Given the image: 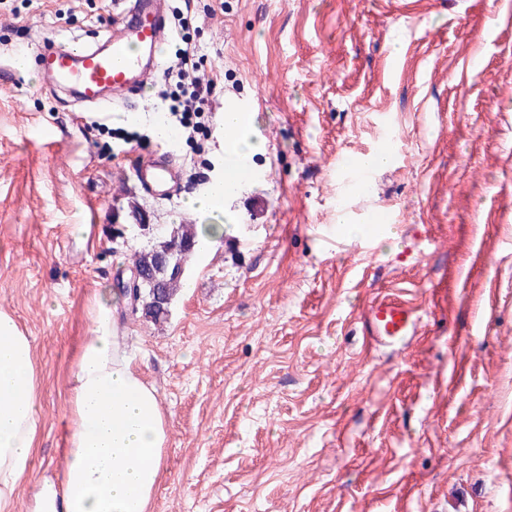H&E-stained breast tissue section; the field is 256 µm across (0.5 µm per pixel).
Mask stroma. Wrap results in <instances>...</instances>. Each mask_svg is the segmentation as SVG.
Here are the masks:
<instances>
[{
  "mask_svg": "<svg viewBox=\"0 0 512 512\" xmlns=\"http://www.w3.org/2000/svg\"><path fill=\"white\" fill-rule=\"evenodd\" d=\"M170 6L190 8L215 82L199 149L153 138L160 79L148 111L105 119L14 68L43 42H98L123 0H0V309L32 340L45 422L16 512L65 464L89 298L153 243L134 205L166 234L234 227L188 260L165 320L120 315L169 422L150 512H512V0ZM228 100L264 148L202 217L184 201L224 168ZM387 137L393 160L354 186L349 161ZM166 148L179 176L161 200L132 170ZM384 291L420 321L376 350Z\"/></svg>",
  "mask_w": 512,
  "mask_h": 512,
  "instance_id": "stroma-1",
  "label": "stroma"
}]
</instances>
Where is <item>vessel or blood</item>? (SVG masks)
I'll list each match as a JSON object with an SVG mask.
<instances>
[{
  "instance_id": "b4317fda",
  "label": "vessel or blood",
  "mask_w": 512,
  "mask_h": 512,
  "mask_svg": "<svg viewBox=\"0 0 512 512\" xmlns=\"http://www.w3.org/2000/svg\"><path fill=\"white\" fill-rule=\"evenodd\" d=\"M171 38L167 0H128L114 16L108 36L92 47L43 44L35 55L37 70L50 90H67L84 105L135 112L147 106L144 91L161 65L158 52ZM135 177L147 194L172 198L176 171L170 153L140 163ZM419 317L407 301L387 295L368 311L367 338L386 347L413 335Z\"/></svg>"
}]
</instances>
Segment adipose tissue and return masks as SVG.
I'll return each mask as SVG.
<instances>
[{"instance_id": "obj_1", "label": "adipose tissue", "mask_w": 512, "mask_h": 512, "mask_svg": "<svg viewBox=\"0 0 512 512\" xmlns=\"http://www.w3.org/2000/svg\"><path fill=\"white\" fill-rule=\"evenodd\" d=\"M120 296L92 298V328L70 368L65 466L36 484L29 512H149L168 421L115 322ZM32 342L0 310V512H16L43 428Z\"/></svg>"}]
</instances>
